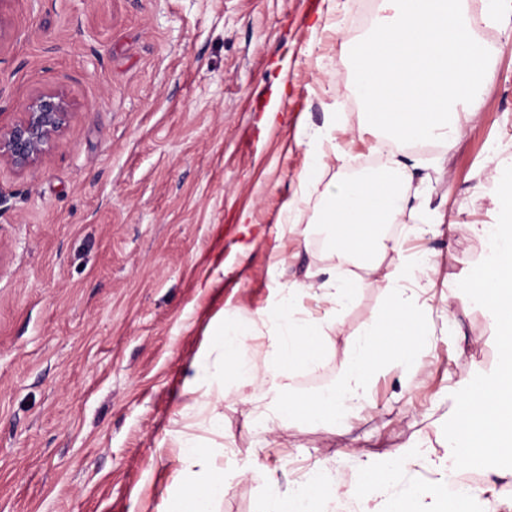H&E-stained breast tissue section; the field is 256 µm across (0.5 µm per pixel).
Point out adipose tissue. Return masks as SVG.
Returning <instances> with one entry per match:
<instances>
[{
    "label": "adipose tissue",
    "instance_id": "ef3b65f1",
    "mask_svg": "<svg viewBox=\"0 0 512 512\" xmlns=\"http://www.w3.org/2000/svg\"><path fill=\"white\" fill-rule=\"evenodd\" d=\"M413 172L399 160L371 170L355 179L333 183L325 192L323 228L332 258L344 262L355 257L376 258L393 252L398 261L380 276L368 280L371 288L388 289L392 308L376 317L346 351L333 385L307 399H297L287 392L283 380L299 360L318 367L321 349L313 340L322 326L314 318L303 317L298 305L311 298L322 303L344 304L352 294L348 282L336 279H309L291 283L280 289L275 308L260 312L258 318L271 347L263 362L241 360L243 346L250 333L235 317L222 320L214 329L215 347L221 359L201 375L187 381L186 393L194 400L190 406L197 424L214 435L224 433V418L217 413L206 392L217 389L221 398L231 394L230 379L242 376L261 380L267 404L257 412L266 430H275L284 417L328 432L341 425L346 411L361 408L371 389L379 368L376 357L384 345L403 339L404 349L398 352L400 363H407L427 342L420 324L422 316L430 314L433 306L420 301L415 289L409 288L418 263L406 255L401 240H387L380 228L397 223L410 204L409 192ZM177 458L182 468L178 484L171 497L158 512H214L228 487V478L216 459L223 455L220 446L205 447L199 438L179 433ZM395 463L370 462L363 464L358 484L345 485L338 471L323 468L318 481L302 490L280 491L267 486L260 512H325V499L362 497L364 512H411V504L424 503L423 512H442L446 499L443 483L425 489L407 487L392 489Z\"/></svg>",
    "mask_w": 512,
    "mask_h": 512
}]
</instances>
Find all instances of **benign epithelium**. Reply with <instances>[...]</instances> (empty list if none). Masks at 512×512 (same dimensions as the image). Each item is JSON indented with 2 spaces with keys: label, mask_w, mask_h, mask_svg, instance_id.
<instances>
[{
  "label": "benign epithelium",
  "mask_w": 512,
  "mask_h": 512,
  "mask_svg": "<svg viewBox=\"0 0 512 512\" xmlns=\"http://www.w3.org/2000/svg\"><path fill=\"white\" fill-rule=\"evenodd\" d=\"M70 115V105L61 93L33 97L23 116L13 125L0 126V160L24 170L39 162Z\"/></svg>",
  "instance_id": "obj_1"
}]
</instances>
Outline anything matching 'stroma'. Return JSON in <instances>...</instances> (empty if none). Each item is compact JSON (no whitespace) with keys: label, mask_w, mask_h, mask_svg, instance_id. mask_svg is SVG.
<instances>
[{"label":"stroma","mask_w":512,"mask_h":512,"mask_svg":"<svg viewBox=\"0 0 512 512\" xmlns=\"http://www.w3.org/2000/svg\"><path fill=\"white\" fill-rule=\"evenodd\" d=\"M381 0H0V124L29 99L63 93L71 115L35 166L0 162V512H156L180 465L172 434H200L185 417L186 380L215 360L221 312L243 319L274 306L277 287L308 274L356 285L322 338L320 385L335 382L351 342L390 301L359 287L366 271L336 265L317 225L322 192L383 153L414 166L425 215L459 223L409 239L438 274L419 269L433 312L415 364L377 374L363 408L336 434L298 422L255 423L262 388L228 399V471L216 512H258L268 482L290 490L326 464L354 481L359 461L397 462L399 485L426 488L449 453L453 395L498 361L495 325L457 284L477 262L472 224H496L490 155L512 162V0L487 19L491 78L478 115L453 149L424 153L368 124L352 47ZM335 123L325 157L309 143ZM298 211L287 212L291 198ZM250 228L241 232L239 221ZM432 465H423L420 454Z\"/></svg>","instance_id":"stroma-1"}]
</instances>
